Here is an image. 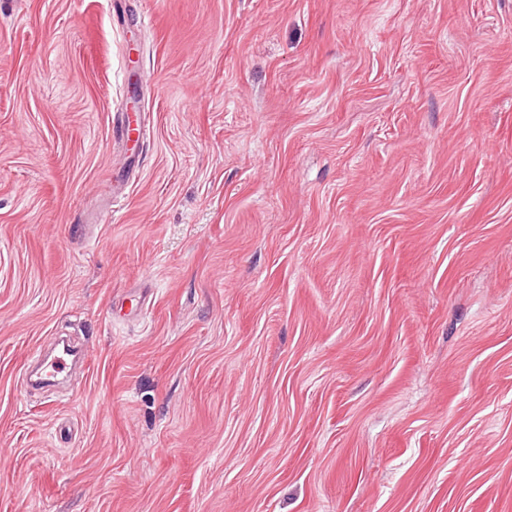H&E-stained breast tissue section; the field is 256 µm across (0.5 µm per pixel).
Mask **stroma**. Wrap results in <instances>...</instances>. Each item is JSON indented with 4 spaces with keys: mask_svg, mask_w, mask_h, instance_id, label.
<instances>
[{
    "mask_svg": "<svg viewBox=\"0 0 512 512\" xmlns=\"http://www.w3.org/2000/svg\"><path fill=\"white\" fill-rule=\"evenodd\" d=\"M0 512H512V0H0ZM61 340H57L54 346L55 354L45 357L41 367L43 369V377L40 381L44 384L55 383L59 377H68L72 374L76 365L83 366L86 361V353L83 350L73 347L68 341L64 348H59Z\"/></svg>",
    "mask_w": 512,
    "mask_h": 512,
    "instance_id": "1",
    "label": "stroma"
}]
</instances>
